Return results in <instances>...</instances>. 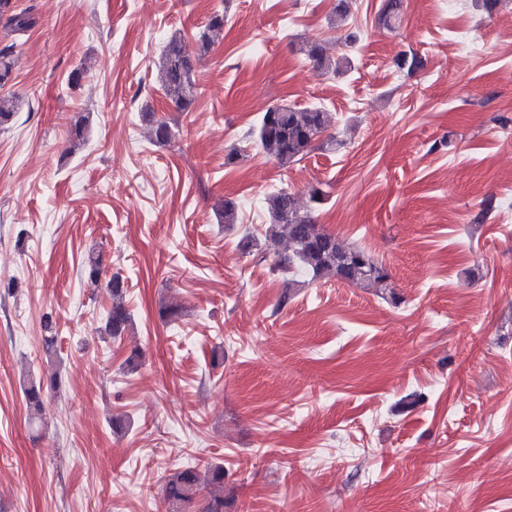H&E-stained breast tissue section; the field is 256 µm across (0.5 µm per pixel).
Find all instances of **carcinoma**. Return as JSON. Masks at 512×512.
Segmentation results:
<instances>
[{
    "label": "carcinoma",
    "instance_id": "cac0c4a2",
    "mask_svg": "<svg viewBox=\"0 0 512 512\" xmlns=\"http://www.w3.org/2000/svg\"><path fill=\"white\" fill-rule=\"evenodd\" d=\"M403 0H383L380 23L392 28L400 22ZM0 18L7 21L12 31L23 35L36 25L30 11H16L15 0H0ZM226 11H216L209 16L197 35L201 48L211 46L214 37L224 30ZM23 43L15 40L0 47V88L7 85L13 75L17 57ZM302 52L314 66L326 72L342 69V61L327 53L319 42H310ZM161 89L176 109L187 112L197 96L194 78L196 58L186 48L182 36L172 35L159 56ZM19 110V99L12 94H0V129L12 124ZM332 116L319 107L295 109L276 105L262 112L259 120L246 133L243 141L258 145L265 154L280 165L288 166L302 160L312 149L318 135L328 131ZM173 136L172 128L165 121L151 125V138L166 144ZM327 200V192L317 187L308 191V200L300 203L298 197L286 189L267 195L265 203L271 217L266 227L269 237H282L288 242V254L280 258L279 267L304 273L310 280H336L376 294L389 288L390 273L385 264L374 259L360 247L344 245L336 235L326 231L314 219V213ZM83 271L88 280L96 283L102 274L98 256H87ZM112 305L108 312L106 331L116 338L124 334L131 322V314L124 298L122 279L115 275L108 283ZM43 341L47 354L55 352L57 323L46 316L42 320ZM58 387L57 378L49 383L31 380L24 385L23 394L32 423L42 421L43 395L47 389ZM224 466L211 465L204 470L189 467L178 469L164 479L165 502L174 512L191 507L195 501L204 500V512H224L228 502L224 497Z\"/></svg>",
    "mask_w": 512,
    "mask_h": 512
}]
</instances>
